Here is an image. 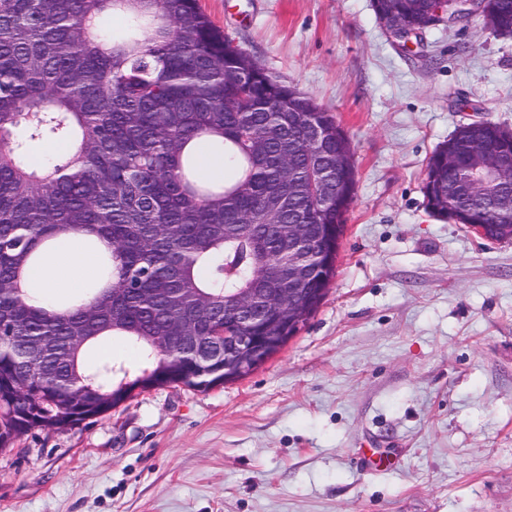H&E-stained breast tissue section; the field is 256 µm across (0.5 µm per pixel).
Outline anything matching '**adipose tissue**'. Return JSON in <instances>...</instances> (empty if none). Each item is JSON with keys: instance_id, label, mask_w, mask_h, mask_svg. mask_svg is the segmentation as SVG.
Here are the masks:
<instances>
[{"instance_id": "adipose-tissue-1", "label": "adipose tissue", "mask_w": 512, "mask_h": 512, "mask_svg": "<svg viewBox=\"0 0 512 512\" xmlns=\"http://www.w3.org/2000/svg\"><path fill=\"white\" fill-rule=\"evenodd\" d=\"M96 269V256L87 248L84 235L72 233L29 269L24 288L34 302L42 303L59 291L83 287L94 278Z\"/></svg>"}]
</instances>
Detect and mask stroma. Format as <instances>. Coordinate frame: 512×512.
<instances>
[{"mask_svg":"<svg viewBox=\"0 0 512 512\" xmlns=\"http://www.w3.org/2000/svg\"><path fill=\"white\" fill-rule=\"evenodd\" d=\"M199 4L349 137L336 274L249 375L138 391L0 451V512H512V241L423 194L459 125L512 129V38L475 18L406 50L371 0Z\"/></svg>","mask_w":512,"mask_h":512,"instance_id":"35a3bbf8","label":"stroma"}]
</instances>
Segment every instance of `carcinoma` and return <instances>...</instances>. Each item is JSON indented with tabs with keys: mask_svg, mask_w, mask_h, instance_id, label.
Returning a JSON list of instances; mask_svg holds the SVG:
<instances>
[{
	"mask_svg": "<svg viewBox=\"0 0 512 512\" xmlns=\"http://www.w3.org/2000/svg\"><path fill=\"white\" fill-rule=\"evenodd\" d=\"M376 17L411 30L436 0H372ZM481 18L512 37V0H479ZM126 28L100 33L106 15ZM318 127L314 144L309 131ZM207 137L232 177L202 181L185 155ZM32 142L71 147L43 172ZM512 153V130L462 126L429 157L427 207L457 224L512 226V174L491 190L459 189L453 165L472 152ZM348 163L336 167V158ZM350 141L325 109L233 45L197 0H0V451L34 429L103 416L129 393L116 387L150 370L172 385L210 388L184 348L158 357L156 336L190 322L196 336L237 326L224 298L261 288L266 264L287 249L275 225L307 224L323 253L311 288H327L355 193ZM288 197L273 222L248 225L269 196ZM79 232L96 253L91 300L27 302L26 267L61 235ZM87 344L120 338L130 361L83 364ZM86 387L68 389L73 378Z\"/></svg>",
	"mask_w": 512,
	"mask_h": 512,
	"instance_id": "1",
	"label": "carcinoma"
}]
</instances>
